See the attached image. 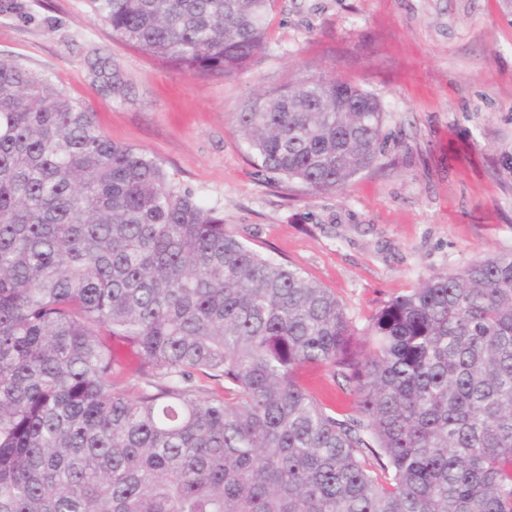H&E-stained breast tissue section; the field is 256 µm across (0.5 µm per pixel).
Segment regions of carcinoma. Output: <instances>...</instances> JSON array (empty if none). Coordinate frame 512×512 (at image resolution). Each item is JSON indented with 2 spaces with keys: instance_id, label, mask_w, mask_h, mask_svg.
Listing matches in <instances>:
<instances>
[{
  "instance_id": "cac0c4a2",
  "label": "carcinoma",
  "mask_w": 512,
  "mask_h": 512,
  "mask_svg": "<svg viewBox=\"0 0 512 512\" xmlns=\"http://www.w3.org/2000/svg\"><path fill=\"white\" fill-rule=\"evenodd\" d=\"M273 3L87 0L114 38L226 78L265 51ZM383 121L337 75L235 113L261 171L316 193L376 162ZM306 364L355 413L317 399ZM0 512H512V252L431 274L359 331L0 57Z\"/></svg>"
}]
</instances>
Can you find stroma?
I'll return each instance as SVG.
<instances>
[{"mask_svg": "<svg viewBox=\"0 0 512 512\" xmlns=\"http://www.w3.org/2000/svg\"><path fill=\"white\" fill-rule=\"evenodd\" d=\"M0 57L48 74L253 250L333 292L356 326L434 272L512 252L505 0H275L266 52L230 78L122 43L85 0H0ZM98 58L120 92L92 71ZM333 72L384 106L377 162L322 193L258 172L234 123L239 106Z\"/></svg>", "mask_w": 512, "mask_h": 512, "instance_id": "1", "label": "stroma"}]
</instances>
